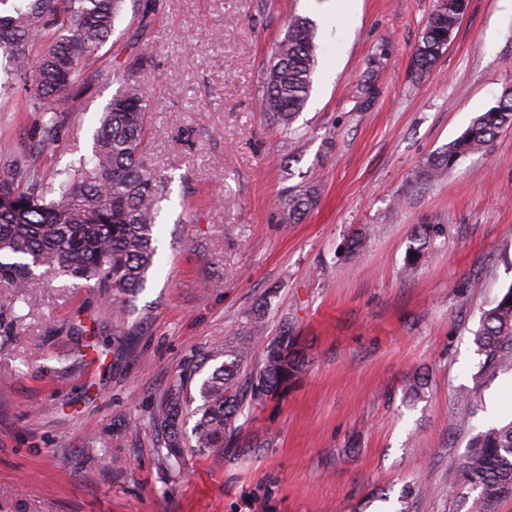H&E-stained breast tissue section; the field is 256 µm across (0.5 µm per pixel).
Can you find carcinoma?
Wrapping results in <instances>:
<instances>
[{"instance_id":"carcinoma-1","label":"carcinoma","mask_w":512,"mask_h":512,"mask_svg":"<svg viewBox=\"0 0 512 512\" xmlns=\"http://www.w3.org/2000/svg\"><path fill=\"white\" fill-rule=\"evenodd\" d=\"M126 0H27L0 14V49L17 76L32 75L29 97L49 112L50 101L68 91L114 30ZM466 0H437L413 56L415 73L430 70L449 44ZM52 38L35 57L30 47ZM317 58L312 26L304 18L290 21L288 35L277 46L266 70L263 111L289 130L309 98ZM121 90L103 112L89 160L61 172L39 168L38 151L0 163V341L13 335L33 311L34 285L48 278L68 277L98 292L123 300L135 297L147 282L158 253L156 219L170 178L151 168L144 157L145 81L120 73ZM512 128V90L497 105L477 116L444 151L429 159L418 177L430 181L455 162ZM316 205L308 188L289 190L281 200L282 219L296 223ZM440 224H423L411 238L406 269L426 260ZM474 343L486 369L512 367V285L483 310ZM224 358L193 395L199 366L181 371L153 411L164 437L161 464L180 472L193 452L230 446L238 420L264 401L282 396L306 368L295 337L283 330L270 338L264 316L254 311L244 335L224 344L209 359ZM194 409H189L190 405ZM196 421L191 430L189 416ZM450 493L480 491L476 512H497L512 497V420L479 433L467 450Z\"/></svg>"}]
</instances>
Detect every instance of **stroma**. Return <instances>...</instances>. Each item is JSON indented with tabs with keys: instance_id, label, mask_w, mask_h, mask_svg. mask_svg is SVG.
<instances>
[{
	"instance_id": "1",
	"label": "stroma",
	"mask_w": 512,
	"mask_h": 512,
	"mask_svg": "<svg viewBox=\"0 0 512 512\" xmlns=\"http://www.w3.org/2000/svg\"><path fill=\"white\" fill-rule=\"evenodd\" d=\"M436 0H126L97 60L41 113L0 91V157L41 146L63 170L89 156L116 66L147 79L149 165L171 178L159 260L133 303L57 279L0 346V512H474L448 487L472 438L512 421V370L481 374L480 316L512 285V128L425 182L418 171L512 88V6L468 0L422 77L412 57ZM319 46L289 132L259 108L289 21ZM371 83L377 95L362 104ZM311 188L299 223L279 199ZM421 224H442L404 269ZM369 231L357 256L346 240ZM268 300L267 336L309 366L239 420L232 448L160 465L157 400ZM130 333H112L115 317ZM421 374L418 400L406 387ZM475 396L458 423L459 396Z\"/></svg>"
}]
</instances>
